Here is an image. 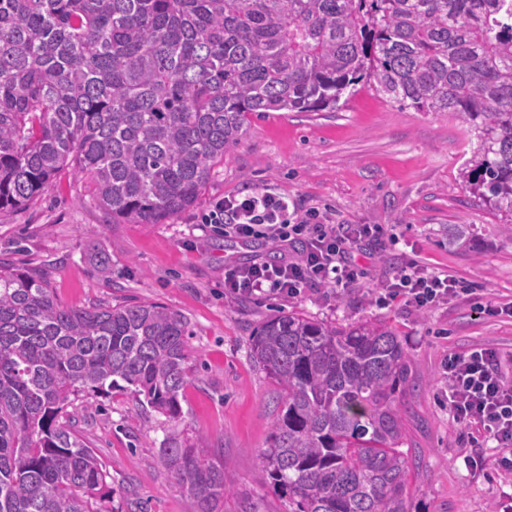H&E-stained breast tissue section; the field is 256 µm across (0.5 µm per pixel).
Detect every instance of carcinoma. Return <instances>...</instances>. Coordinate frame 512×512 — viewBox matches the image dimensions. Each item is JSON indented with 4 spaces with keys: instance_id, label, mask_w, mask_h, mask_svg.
<instances>
[{
    "instance_id": "1",
    "label": "carcinoma",
    "mask_w": 512,
    "mask_h": 512,
    "mask_svg": "<svg viewBox=\"0 0 512 512\" xmlns=\"http://www.w3.org/2000/svg\"><path fill=\"white\" fill-rule=\"evenodd\" d=\"M363 82L460 119L467 185L512 214V0H0V211L69 165L112 221L162 224L250 114L334 111ZM190 335L156 303L68 308L45 273L0 264V512H112L67 408L121 381L170 422L178 488L217 512L230 482L179 430ZM250 354L280 391L260 459L290 512H408L412 371L394 329L281 312Z\"/></svg>"
}]
</instances>
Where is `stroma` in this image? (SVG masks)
Returning a JSON list of instances; mask_svg holds the SVG:
<instances>
[{
    "label": "stroma",
    "instance_id": "obj_1",
    "mask_svg": "<svg viewBox=\"0 0 512 512\" xmlns=\"http://www.w3.org/2000/svg\"><path fill=\"white\" fill-rule=\"evenodd\" d=\"M462 127L366 85L333 111L254 113L197 202L167 223H113L69 167L43 196L0 213V261L45 271L66 307L139 299L188 319L180 429L232 481L220 512H288L287 499L260 472L278 391L253 362L249 343L264 318L290 310L332 324L382 320L397 330L415 378L405 398V445L419 461L409 479L410 512H491L499 496L512 493V476L466 468L470 449L448 409L442 366L448 353L473 347L512 358V219L466 190L460 172L474 148ZM249 190L287 194L299 211L315 209L338 224H380L396 239L358 255L361 274L342 293L314 286L289 299L225 296V268L264 261L265 245L214 234L202 217L217 200ZM457 224L468 227L467 247L451 241ZM100 253L109 259L106 277L95 268ZM405 259L448 273L469 293L425 313L380 302L392 267ZM68 410L108 472L120 512H196L161 451L165 417L141 407L130 387L72 396Z\"/></svg>",
    "mask_w": 512,
    "mask_h": 512
}]
</instances>
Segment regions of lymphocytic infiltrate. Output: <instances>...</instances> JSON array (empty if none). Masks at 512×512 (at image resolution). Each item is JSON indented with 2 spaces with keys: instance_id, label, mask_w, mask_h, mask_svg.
<instances>
[{
  "instance_id": "1",
  "label": "lymphocytic infiltrate",
  "mask_w": 512,
  "mask_h": 512,
  "mask_svg": "<svg viewBox=\"0 0 512 512\" xmlns=\"http://www.w3.org/2000/svg\"><path fill=\"white\" fill-rule=\"evenodd\" d=\"M220 224L228 237L244 241L264 240L279 246L301 244L299 256H281L275 263L235 265L224 272V288L230 297L278 294L295 297L318 282L333 289H348L358 278L355 257L381 242L388 234L379 224H330L317 212H307L291 222L287 196L252 191L218 200L205 217ZM461 285L448 274L428 270L416 261L401 262L385 286L383 300H401L420 311L447 304ZM448 382V407L465 430L474 431L481 445L465 459L477 473L487 465L512 474V382L501 371L498 352L476 347L452 353L444 361ZM494 445L497 455L487 460L483 448Z\"/></svg>"
}]
</instances>
